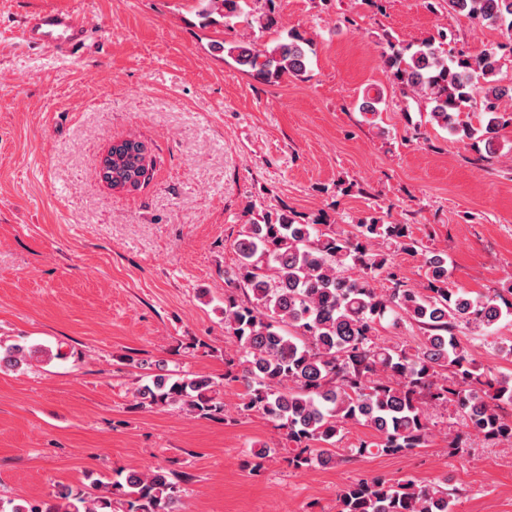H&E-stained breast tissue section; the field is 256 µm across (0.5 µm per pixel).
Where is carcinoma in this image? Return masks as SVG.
I'll use <instances>...</instances> for the list:
<instances>
[{
  "label": "carcinoma",
  "instance_id": "obj_1",
  "mask_svg": "<svg viewBox=\"0 0 512 512\" xmlns=\"http://www.w3.org/2000/svg\"><path fill=\"white\" fill-rule=\"evenodd\" d=\"M265 2L262 8L256 7ZM205 25L250 29L247 40L222 47L240 67L263 82L307 72L310 41L289 31L258 43L278 24L274 0H197ZM450 13L465 14L507 39L478 54L445 49L448 34L417 49L387 41L385 63L402 94L430 105L432 123L459 142L495 139L487 131L512 122V86L502 85L512 63V0H436ZM479 107V125L462 123L466 105ZM146 146L137 139L112 143V183L145 176ZM354 234L325 220L303 223L288 211H265L242 225L231 247L235 270L224 272V329L234 342L224 378L245 386L243 411L256 412L284 431L296 448V469L336 459V445L349 425L374 431L344 452L400 455L421 448L433 426L430 409L454 408L466 427L485 439L512 446V375L481 368L458 333L467 330L504 360L512 344L492 338L512 321V287L494 295H471L448 283L447 254L423 253L426 283L405 284L394 253L416 252L419 241L406 224L375 216ZM384 278L388 285L377 288ZM414 323L422 331L414 346L397 348L378 335L382 322ZM60 353L38 344H0V371L50 361ZM151 383L138 390L141 407L177 406L197 418L224 414V400L204 376L180 374L155 362ZM455 497L438 483L412 479H360L338 494L339 512H453ZM0 512H183L177 483L161 466L128 473L124 482L100 483L94 491L59 486L49 498L17 503L0 498Z\"/></svg>",
  "mask_w": 512,
  "mask_h": 512
}]
</instances>
